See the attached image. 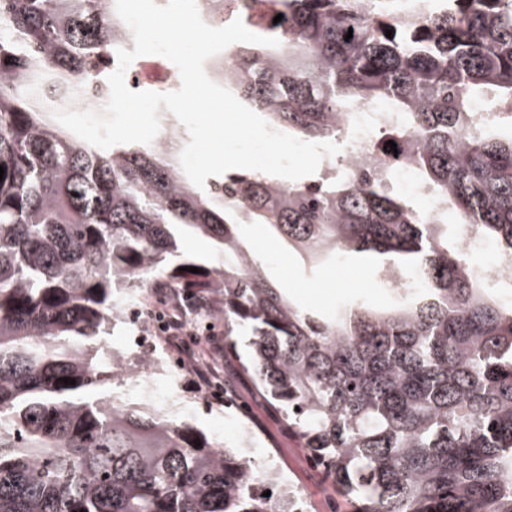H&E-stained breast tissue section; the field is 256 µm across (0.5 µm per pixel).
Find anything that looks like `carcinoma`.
Instances as JSON below:
<instances>
[{
    "label": "carcinoma",
    "mask_w": 512,
    "mask_h": 512,
    "mask_svg": "<svg viewBox=\"0 0 512 512\" xmlns=\"http://www.w3.org/2000/svg\"><path fill=\"white\" fill-rule=\"evenodd\" d=\"M272 2L282 20L253 28L280 45L237 44L239 101L312 142L334 139L357 101L400 113L355 181L244 171L201 190L167 152L83 142L31 88L107 72L123 21L103 23L101 0H0V512L304 508L241 449L93 396L102 372L87 341L120 312L114 296L154 280L224 302V340L247 337L242 369L351 512H512V298L460 249L473 230L512 258V0ZM480 105L500 116L475 125ZM390 140L454 222L395 189ZM241 224L273 228L312 272L380 256L393 303L302 310ZM177 227L224 265L169 264Z\"/></svg>",
    "instance_id": "carcinoma-1"
}]
</instances>
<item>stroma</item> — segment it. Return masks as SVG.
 I'll list each match as a JSON object with an SVG mask.
<instances>
[{"instance_id": "1", "label": "stroma", "mask_w": 512, "mask_h": 512, "mask_svg": "<svg viewBox=\"0 0 512 512\" xmlns=\"http://www.w3.org/2000/svg\"><path fill=\"white\" fill-rule=\"evenodd\" d=\"M242 238L257 254L263 255L265 272L271 282L286 288L290 300L328 314L336 306L367 297L384 305L386 294L373 286L375 260L353 255L339 264H324L316 273L305 272L302 259L272 230L263 224L241 225ZM196 355L213 360L216 378L223 380L233 400L232 406L201 405L202 388L192 372L181 375L178 402L170 418L201 431L213 444L231 447L249 442V456L258 466L279 469L300 490L311 512H349V505L330 481L316 469L306 448L282 422L267 396L245 374L236 356L224 355V338L217 335L196 341Z\"/></svg>"}]
</instances>
